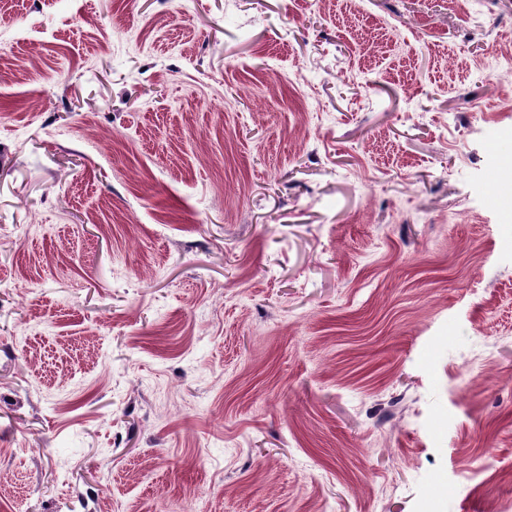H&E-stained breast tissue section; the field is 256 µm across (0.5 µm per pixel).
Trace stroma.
Masks as SVG:
<instances>
[{
	"label": "stroma",
	"instance_id": "obj_1",
	"mask_svg": "<svg viewBox=\"0 0 512 512\" xmlns=\"http://www.w3.org/2000/svg\"><path fill=\"white\" fill-rule=\"evenodd\" d=\"M512 0H0V512H512Z\"/></svg>",
	"mask_w": 512,
	"mask_h": 512
}]
</instances>
